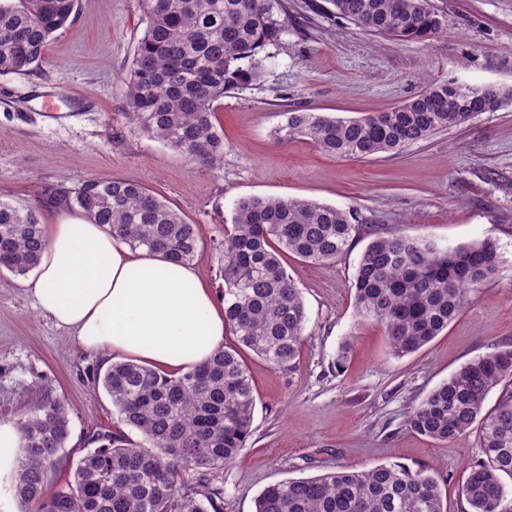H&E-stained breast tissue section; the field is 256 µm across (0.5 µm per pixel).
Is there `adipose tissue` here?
Listing matches in <instances>:
<instances>
[{
    "instance_id": "1",
    "label": "adipose tissue",
    "mask_w": 512,
    "mask_h": 512,
    "mask_svg": "<svg viewBox=\"0 0 512 512\" xmlns=\"http://www.w3.org/2000/svg\"><path fill=\"white\" fill-rule=\"evenodd\" d=\"M48 246L26 289L82 348L185 371L224 343V308L193 266L131 249L84 215L44 227Z\"/></svg>"
}]
</instances>
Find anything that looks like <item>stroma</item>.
<instances>
[{
  "label": "stroma",
  "instance_id": "obj_1",
  "mask_svg": "<svg viewBox=\"0 0 512 512\" xmlns=\"http://www.w3.org/2000/svg\"><path fill=\"white\" fill-rule=\"evenodd\" d=\"M443 27L425 41L369 35L332 14L328 0H268L280 32L259 54L248 86L216 106L224 162L210 171L141 132L127 114L124 76L146 27L142 0H77L74 17L26 74H0V199L57 223L70 193L91 179L141 183L199 229L193 264L221 295L216 243L243 197L307 199L355 212L360 225L333 263L283 255L305 303L293 368L250 351L252 435L216 481L221 512H255L273 483L399 463L434 473L448 512H467L459 488L481 450L411 431L410 412L469 361L512 340V103L478 114L396 153L334 158L311 141L280 145L292 111L329 117L383 112L448 80L512 88V0H430ZM403 233L441 249L496 239L502 261L469 306L416 353L391 354L385 329L359 316L352 284L375 236ZM350 353L337 368L342 346ZM108 359L83 351L72 331L33 305L24 279L0 272V419H18L42 392L69 410L70 433L47 492L73 481L101 436L122 430L95 380Z\"/></svg>",
  "mask_w": 512,
  "mask_h": 512
}]
</instances>
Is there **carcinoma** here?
I'll return each instance as SVG.
<instances>
[{
    "label": "carcinoma",
    "instance_id": "carcinoma-1",
    "mask_svg": "<svg viewBox=\"0 0 512 512\" xmlns=\"http://www.w3.org/2000/svg\"><path fill=\"white\" fill-rule=\"evenodd\" d=\"M335 14L367 34L424 41L443 21L429 0H329ZM146 28L125 77L132 120L202 167L224 160V133L215 103L251 82L258 55L279 28L264 0H144ZM75 0H0V74L39 66L47 42L66 26ZM512 102V89L485 86L477 94L456 81L430 83L386 112L356 119L289 112L275 136L286 144L313 141L323 152L349 159L400 150ZM46 201L78 210L133 249L190 262L198 228L147 187L112 179L89 180L73 196L51 192ZM355 217L304 200L246 197L218 242L224 281V322L249 349L272 365L299 357L305 304L281 257L333 262L350 247ZM47 247L35 208L0 201V270L25 276ZM499 264L497 243L481 241L440 250L401 233L377 236L362 253L354 305L381 323L395 357L430 343L470 302L474 288ZM121 423L137 431L102 437L76 464L73 483L46 494L48 470L69 436V413L46 395L21 414L24 446L14 475L22 512H220L213 477L245 448L255 397L236 349L221 348L179 375L132 361H115L100 376ZM498 390L495 404L485 402ZM413 431L435 439L474 434L483 457L461 495L469 512H512L502 475L512 478V344L478 357L433 390L409 415ZM255 512H446L436 477L401 464L336 469L314 478L266 487Z\"/></svg>",
    "mask_w": 512,
    "mask_h": 512
}]
</instances>
